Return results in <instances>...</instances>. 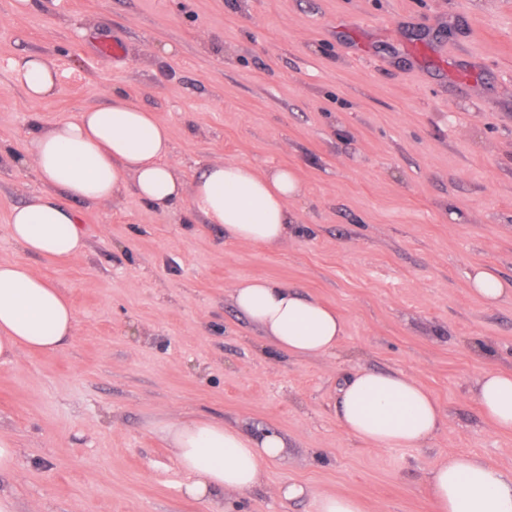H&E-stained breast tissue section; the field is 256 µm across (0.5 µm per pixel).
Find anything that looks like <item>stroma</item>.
Returning a JSON list of instances; mask_svg holds the SVG:
<instances>
[{
	"mask_svg": "<svg viewBox=\"0 0 512 512\" xmlns=\"http://www.w3.org/2000/svg\"><path fill=\"white\" fill-rule=\"evenodd\" d=\"M0 0V261L25 260L72 302L73 338L0 364V435L17 447L0 492L16 512H317L320 494L365 512H431L442 458L512 469V433L475 386L512 371V298L488 306L469 276L512 283V0ZM113 36L123 59L98 56ZM47 57L57 93L29 100L11 65ZM123 94L171 132L185 182L204 166L293 169L297 224L244 244L134 186L76 202L86 248L27 256L3 232L41 185L21 161L50 128ZM461 214L452 221L450 212ZM245 277L288 283L338 310L335 355L273 350L234 305ZM397 371L436 398L443 427L419 448L377 449L340 426L344 376ZM274 431L287 448L246 495L193 501L155 431L169 417ZM312 487L287 500V482Z\"/></svg>",
	"mask_w": 512,
	"mask_h": 512,
	"instance_id": "stroma-1",
	"label": "stroma"
}]
</instances>
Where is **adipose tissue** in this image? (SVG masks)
<instances>
[{
	"label": "adipose tissue",
	"mask_w": 512,
	"mask_h": 512,
	"mask_svg": "<svg viewBox=\"0 0 512 512\" xmlns=\"http://www.w3.org/2000/svg\"><path fill=\"white\" fill-rule=\"evenodd\" d=\"M12 81L30 100L40 101L54 94L58 73L49 59L28 54L14 60ZM171 154L168 127L118 93L49 130L33 128L24 160L43 189L13 209L5 233L25 254L68 260L86 246L74 202L110 201L131 184L154 209L165 213L188 203L238 242L275 247L288 239L297 222L288 201L301 191L293 170L260 173L248 164H217L203 169L188 189L169 163ZM233 299L276 350L291 356L332 354L346 334L338 311L284 283L244 278ZM76 323L60 288L24 262H0V362L23 351H59ZM476 400L497 429L512 431V372L486 371ZM338 419L348 434L371 447L418 448L438 432L442 412L412 378L362 369L339 389ZM156 431L175 448L180 467L191 477L184 491L195 499L216 490L249 493L263 466L281 459L285 446L277 433L252 437L205 417L171 418ZM424 492L432 512H512V470L454 454L431 469Z\"/></svg>",
	"instance_id": "ef3b65f1"
}]
</instances>
